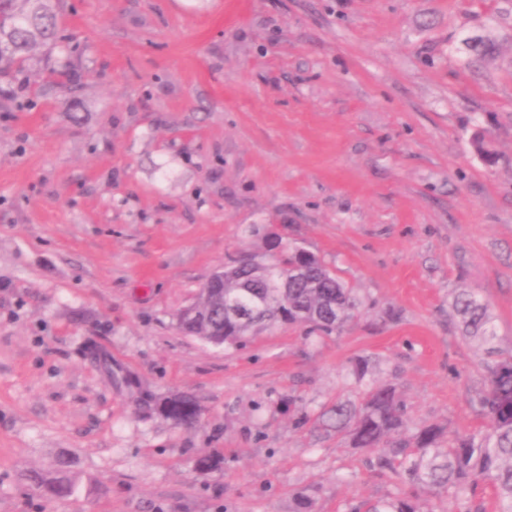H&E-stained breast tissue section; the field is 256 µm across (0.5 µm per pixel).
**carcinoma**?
<instances>
[{"mask_svg":"<svg viewBox=\"0 0 512 512\" xmlns=\"http://www.w3.org/2000/svg\"><path fill=\"white\" fill-rule=\"evenodd\" d=\"M52 2L0 0V74L55 43L58 16ZM283 273L288 274V290L277 305L248 322L233 317L232 311L250 307L254 296L266 293L269 282ZM243 275V280L225 279L222 288L200 289L196 314L183 313L179 329L215 346L242 344L258 332L287 323L305 324L310 332L329 336L353 322L362 306L353 289L320 257L297 246L283 247L272 275L260 277L248 269ZM453 306L462 319L464 337L478 343L488 357L486 387L470 398L487 419V429L450 438L444 446L443 428L436 424L406 436V408L390 384L368 387L359 402L330 404L315 420V429L353 448L376 451V470L417 486L428 496L425 508L411 496L387 494L354 500L348 512H435L436 502L445 496L460 500L478 492L490 494L495 512H512V354L497 347L489 305L474 292L456 294ZM151 402L177 426L199 422V407L189 396L173 394ZM30 480L49 499L70 497L76 489L66 460L53 475Z\"/></svg>","mask_w":512,"mask_h":512,"instance_id":"cac0c4a2","label":"carcinoma"}]
</instances>
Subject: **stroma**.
<instances>
[{"mask_svg":"<svg viewBox=\"0 0 512 512\" xmlns=\"http://www.w3.org/2000/svg\"><path fill=\"white\" fill-rule=\"evenodd\" d=\"M58 9L61 42L0 75V512H345L396 492L286 404L358 400L361 364L410 427L482 430L465 393L486 357L452 301H486L512 352V0ZM275 233L360 296L347 329L182 333L203 282ZM175 393L198 428L146 403ZM64 455L77 492L45 498L29 476Z\"/></svg>","mask_w":512,"mask_h":512,"instance_id":"35a3bbf8","label":"stroma"}]
</instances>
